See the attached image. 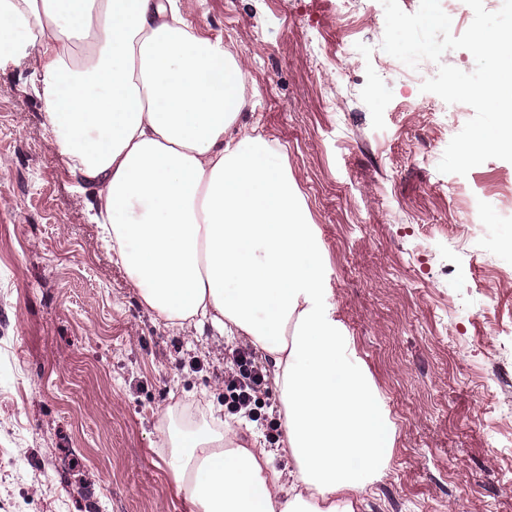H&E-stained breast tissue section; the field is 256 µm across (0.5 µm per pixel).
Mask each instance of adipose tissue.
<instances>
[{
	"label": "adipose tissue",
	"mask_w": 512,
	"mask_h": 512,
	"mask_svg": "<svg viewBox=\"0 0 512 512\" xmlns=\"http://www.w3.org/2000/svg\"><path fill=\"white\" fill-rule=\"evenodd\" d=\"M32 62L44 126L141 304L266 360L288 472L211 416L158 413L193 512H356L395 426L334 316L324 248L285 154L242 122L246 72L183 0H0V65Z\"/></svg>",
	"instance_id": "obj_1"
}]
</instances>
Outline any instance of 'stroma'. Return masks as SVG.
<instances>
[{
  "label": "stroma",
  "instance_id": "stroma-1",
  "mask_svg": "<svg viewBox=\"0 0 512 512\" xmlns=\"http://www.w3.org/2000/svg\"><path fill=\"white\" fill-rule=\"evenodd\" d=\"M243 56L241 119L283 149L325 249L337 319L396 428L358 512H512V162L437 169L473 117L398 76L380 0H191ZM35 66L0 68V503L13 512H189L158 409L199 424L241 345L142 307L43 125ZM486 197L475 225L457 185Z\"/></svg>",
  "mask_w": 512,
  "mask_h": 512
}]
</instances>
